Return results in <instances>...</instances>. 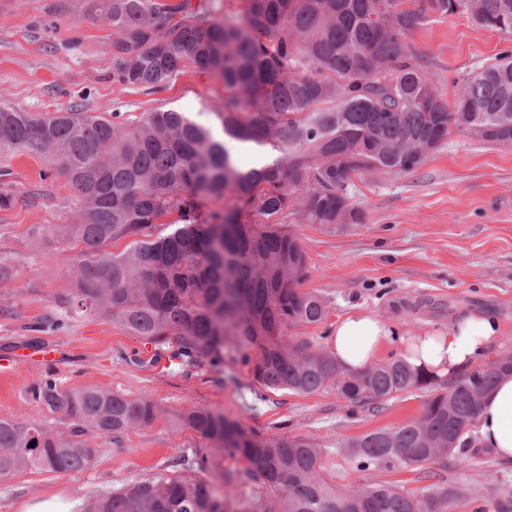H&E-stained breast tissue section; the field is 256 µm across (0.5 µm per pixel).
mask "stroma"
Wrapping results in <instances>:
<instances>
[{
    "label": "stroma",
    "instance_id": "stroma-1",
    "mask_svg": "<svg viewBox=\"0 0 512 512\" xmlns=\"http://www.w3.org/2000/svg\"><path fill=\"white\" fill-rule=\"evenodd\" d=\"M405 43L449 103L463 74L512 52V35L483 28L464 13H430ZM223 95L217 78L194 67L152 95L113 82L112 28L92 0H0V100L17 108L45 114L76 105L123 121L163 105L210 122L211 106ZM1 169L13 203L0 209V265L13 276L0 281V351L19 343L48 345L61 357L0 379V419L63 428L59 414L30 397L31 387L48 376L66 390L145 396L164 414L118 438L94 437L95 460L84 471L32 469L0 480V512H22L53 496L85 512L101 494L163 471L173 459L221 460L220 450L195 431L174 426L176 413L196 408L223 412L264 437L317 444L336 485L388 481L416 495L426 490V481L407 469L357 471L342 443L420 417L428 391L398 394L375 411L356 410L332 389L309 395L262 389L238 364H225L220 375L205 366L183 372L167 352L104 318L80 314L63 328L46 327V319L60 313L59 300L72 293L62 257L77 249L56 238L36 240L35 232L75 223L79 200L43 159L0 154ZM349 192L362 223L295 227L308 267L302 288L323 296L329 312L319 323L289 329L290 341L326 347L336 321L357 309L374 312L404 336L442 333L459 313L483 310L501 327L490 359L512 357V144L452 130L415 171L363 175ZM442 474L462 492L448 512H472L475 497L487 501L488 512H501V489L512 491V460L489 448H474Z\"/></svg>",
    "mask_w": 512,
    "mask_h": 512
}]
</instances>
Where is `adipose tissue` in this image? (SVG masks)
Wrapping results in <instances>:
<instances>
[{
  "mask_svg": "<svg viewBox=\"0 0 512 512\" xmlns=\"http://www.w3.org/2000/svg\"><path fill=\"white\" fill-rule=\"evenodd\" d=\"M499 334L496 318L464 313L447 332L401 337L376 314L358 310L337 321L328 346L339 366L356 371L374 364L379 352L396 342L412 367L446 377L486 355ZM475 435L478 444L493 449L501 458L512 459V377H504L486 394Z\"/></svg>",
  "mask_w": 512,
  "mask_h": 512,
  "instance_id": "1",
  "label": "adipose tissue"
}]
</instances>
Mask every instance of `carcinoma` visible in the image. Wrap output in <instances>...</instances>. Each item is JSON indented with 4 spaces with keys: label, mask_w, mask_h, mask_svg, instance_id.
<instances>
[{
    "label": "carcinoma",
    "mask_w": 512,
    "mask_h": 512,
    "mask_svg": "<svg viewBox=\"0 0 512 512\" xmlns=\"http://www.w3.org/2000/svg\"><path fill=\"white\" fill-rule=\"evenodd\" d=\"M239 15L215 19L190 0H102L112 25V81L148 94L194 66L224 84L212 107L221 132L184 112L157 107L117 123L71 107L41 117L0 101V154L51 159L80 196L74 224L50 236L82 245L67 258L73 295L64 309L109 319L170 353L184 368L241 364L264 389L312 394L334 389L378 409L395 395L432 392L424 413L395 428L344 442L360 471L409 470L460 460L484 396L512 375V357L445 381L399 356L348 373L324 348L288 341L298 324L320 322L327 301L304 292L305 252L290 224H360L352 177L410 173L450 129L485 142H512V54L466 74L453 107L404 38L426 12L403 0H245ZM480 26L512 33V0H462ZM276 152L246 168L235 149ZM233 203L200 220L201 200ZM128 241L124 252H105ZM40 407L62 413L63 430L0 420V479L36 468H88L92 436L119 437L151 425L162 408L95 387L64 390L52 376L30 389ZM235 463L214 466L227 486L179 470L157 472L98 497L86 512H448L455 488L415 495L389 482L347 489L323 473L322 449L300 437L266 438L224 414L175 416ZM34 446H29L31 441Z\"/></svg>",
    "instance_id": "carcinoma-1"
}]
</instances>
